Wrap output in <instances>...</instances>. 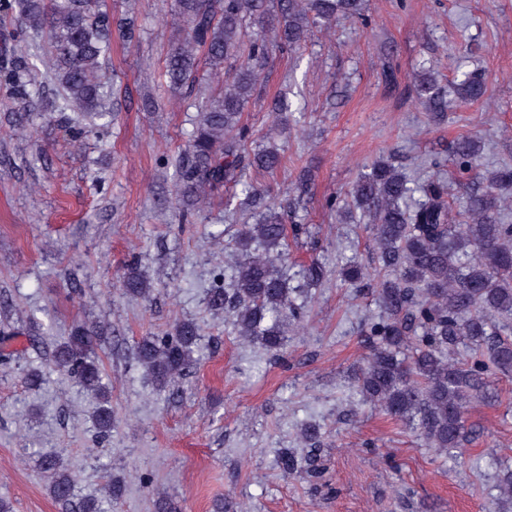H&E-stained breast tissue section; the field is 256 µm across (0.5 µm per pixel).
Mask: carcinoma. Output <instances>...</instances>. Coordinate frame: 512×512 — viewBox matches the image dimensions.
<instances>
[{
    "mask_svg": "<svg viewBox=\"0 0 512 512\" xmlns=\"http://www.w3.org/2000/svg\"><path fill=\"white\" fill-rule=\"evenodd\" d=\"M365 0H171L179 37L165 59L169 88L194 98L197 110L187 146L176 164V195L184 215L207 197L242 186L246 200L264 195L252 176L274 171L282 156L275 146L248 148L251 129L242 123L272 50L296 51L312 29L341 18L364 16ZM0 16L46 32L57 82L89 124L109 119L102 111L100 71L110 53L112 19L102 0H0ZM27 49L14 50L6 78L29 120L40 92L28 78ZM419 99L433 112L448 109L437 79L418 84ZM465 101L483 98L475 74L455 84ZM455 185L463 205L447 200L448 184L436 177L417 186L386 160H379L352 186L350 201L328 207L351 218L360 211L378 265L368 269L351 259L340 269L351 288L374 286L380 316L366 325L372 339L365 364L351 384L360 402L409 426L424 445L457 460L469 441L471 409L492 404L489 374L512 372V224L504 211L512 195V166L477 169L480 142L459 139L453 154ZM234 238L238 262L228 282L206 298L211 311L235 314L239 336L278 352L288 345L283 330L297 315L304 290L288 287L282 271L288 258L283 214L269 205L253 213ZM304 286L327 276L318 259L302 266ZM122 294L146 299L150 284L135 264L120 277ZM102 330L72 327L54 351V370L72 375L96 400L95 424L112 431L110 392L102 382L98 355ZM201 336L189 320L136 345L138 364L156 390L180 378L194 359ZM277 467L290 477L315 470V459L280 451ZM52 496L69 501L77 479L58 453L40 457ZM512 500V463L500 462L489 491Z\"/></svg>",
    "mask_w": 512,
    "mask_h": 512,
    "instance_id": "1",
    "label": "carcinoma"
}]
</instances>
